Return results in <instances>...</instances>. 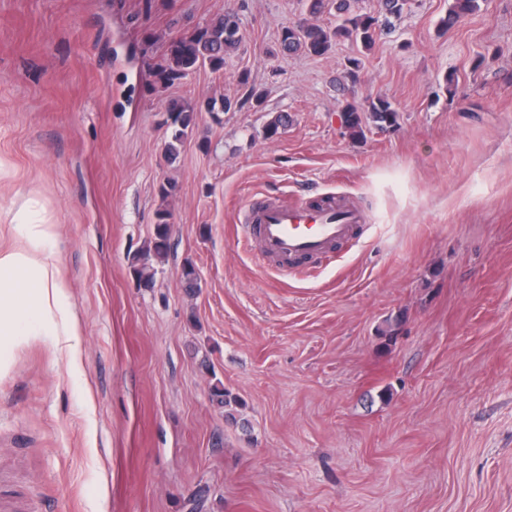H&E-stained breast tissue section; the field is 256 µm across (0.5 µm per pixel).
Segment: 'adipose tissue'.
<instances>
[{"mask_svg": "<svg viewBox=\"0 0 512 512\" xmlns=\"http://www.w3.org/2000/svg\"><path fill=\"white\" fill-rule=\"evenodd\" d=\"M30 209V202H23L11 217L18 244L0 249V372L9 367L5 350L32 321L59 324L71 340L79 334L58 256L47 247L51 226L32 220Z\"/></svg>", "mask_w": 512, "mask_h": 512, "instance_id": "obj_1", "label": "adipose tissue"}]
</instances>
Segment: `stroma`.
I'll return each mask as SVG.
<instances>
[{
	"instance_id": "stroma-1",
	"label": "stroma",
	"mask_w": 512,
	"mask_h": 512,
	"mask_svg": "<svg viewBox=\"0 0 512 512\" xmlns=\"http://www.w3.org/2000/svg\"><path fill=\"white\" fill-rule=\"evenodd\" d=\"M451 2L312 56L278 42L334 26L306 0H0V241L37 201L80 358L48 335L12 352L0 512H512V0L444 31ZM231 10L223 70L162 78L174 38ZM378 97L397 127L351 136L345 105ZM224 98L168 163L169 104ZM336 192L366 214L358 245L256 265L240 209ZM160 208L171 249L144 288L129 260Z\"/></svg>"
}]
</instances>
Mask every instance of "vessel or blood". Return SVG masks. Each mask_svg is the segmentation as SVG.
I'll list each match as a JSON object with an SVG mask.
<instances>
[{
    "label": "vessel or blood",
    "mask_w": 512,
    "mask_h": 512,
    "mask_svg": "<svg viewBox=\"0 0 512 512\" xmlns=\"http://www.w3.org/2000/svg\"><path fill=\"white\" fill-rule=\"evenodd\" d=\"M238 221L245 241L258 245V262L277 264L285 275L330 264L365 228L362 211L336 196L320 201L257 198L239 212Z\"/></svg>",
    "instance_id": "vessel-or-blood-1"
}]
</instances>
